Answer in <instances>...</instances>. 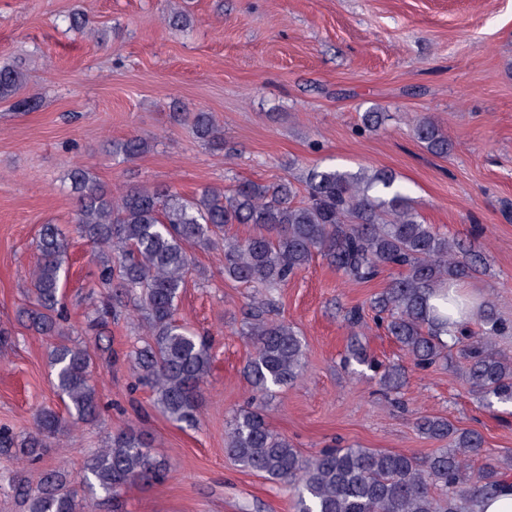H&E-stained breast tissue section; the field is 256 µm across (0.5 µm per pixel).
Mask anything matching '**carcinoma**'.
<instances>
[{
	"instance_id": "1",
	"label": "carcinoma",
	"mask_w": 512,
	"mask_h": 512,
	"mask_svg": "<svg viewBox=\"0 0 512 512\" xmlns=\"http://www.w3.org/2000/svg\"><path fill=\"white\" fill-rule=\"evenodd\" d=\"M167 19L181 31L192 24L179 6L170 8ZM69 28L86 34L92 31V21L75 12ZM26 83L18 65H0V99L16 98L21 112L39 106L38 98L22 95ZM193 128L206 145L223 148L224 133L210 113H195ZM414 133L429 152L448 155V136L433 121L419 120ZM149 148V141L131 136L113 145L112 154L131 160ZM67 178L76 231L98 248V279L108 287L100 307L88 315V326L101 337L109 318L125 311L140 314L147 339L133 352L131 363L137 381L149 388L154 405L170 422L198 423L202 386L212 364L210 337L175 318L194 263L191 248L220 251L224 277L256 288L245 312L253 353L243 370L256 401L234 417L225 449L241 467L287 482L295 512H478L482 497L512 476V455L486 463L473 477L467 475L473 457L484 451V438L444 417L415 418L420 434L445 443L425 456L347 446L304 459L286 437L271 429L264 414L262 397L293 384L307 369L305 341L293 324L273 317L271 291L316 255L357 283L371 282L386 270H401L370 300L375 326L402 347L414 369L457 367L484 406L512 404V355L496 341L512 332V324L484 302L475 331L430 303L439 297L458 313H467L466 300L448 289L482 272L481 246L451 239L425 223L392 172L314 168L306 176L303 200L288 178L272 184L238 181L206 187L191 198L158 185L127 187L114 194L85 165L73 166ZM234 224H251L254 233L232 237L228 228ZM35 249L34 301L23 317L31 330L58 337L50 353L58 394L79 420L93 424L100 413L91 378L97 353L71 343L64 328V233L55 224L43 225ZM344 321L353 330L345 361L369 368L387 393L400 394L407 383L404 367L378 363L359 338L357 330L365 326L363 310L345 311ZM444 335L449 340L442 339ZM60 426L57 413L42 408L34 430L23 440L0 429V452L17 447L24 456L38 457ZM150 448L145 433L123 428L77 476L55 468L35 481L11 475L8 484L24 512H85L93 507L82 496L86 491L103 494L114 502L112 512H118L115 502L125 489L165 478L166 465Z\"/></svg>"
}]
</instances>
